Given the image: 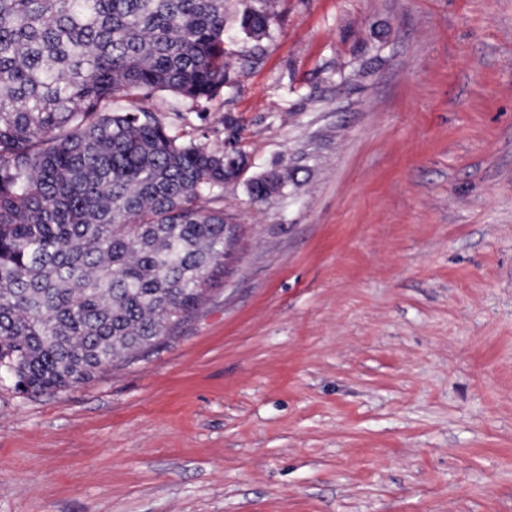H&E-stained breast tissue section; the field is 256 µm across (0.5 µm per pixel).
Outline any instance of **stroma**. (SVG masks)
<instances>
[{
  "label": "stroma",
  "instance_id": "35a3bbf8",
  "mask_svg": "<svg viewBox=\"0 0 512 512\" xmlns=\"http://www.w3.org/2000/svg\"><path fill=\"white\" fill-rule=\"evenodd\" d=\"M274 9L214 101L166 98L240 135L239 251L157 347L0 381V512H512V0ZM285 183V176L271 173L254 178L249 183V194L257 201H268L277 193Z\"/></svg>",
  "mask_w": 512,
  "mask_h": 512
}]
</instances>
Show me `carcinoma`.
<instances>
[{
  "label": "carcinoma",
  "mask_w": 512,
  "mask_h": 512,
  "mask_svg": "<svg viewBox=\"0 0 512 512\" xmlns=\"http://www.w3.org/2000/svg\"><path fill=\"white\" fill-rule=\"evenodd\" d=\"M230 2L249 50L228 48ZM275 24L273 0H0V366L18 390L157 346L224 274L246 156L172 133L155 95L214 100Z\"/></svg>",
  "instance_id": "obj_1"
}]
</instances>
